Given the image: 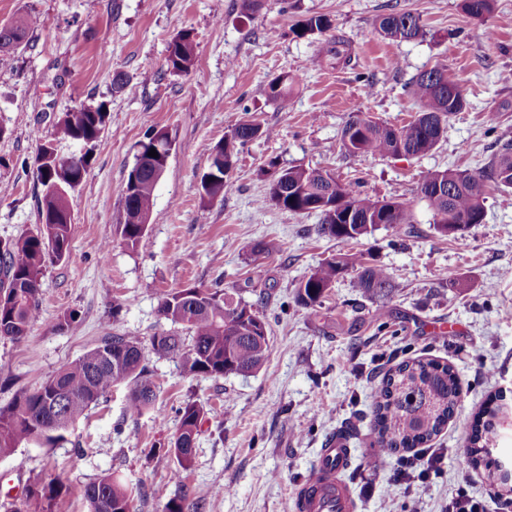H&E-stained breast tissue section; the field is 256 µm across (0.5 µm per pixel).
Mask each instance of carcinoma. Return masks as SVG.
<instances>
[{
	"label": "carcinoma",
	"mask_w": 512,
	"mask_h": 512,
	"mask_svg": "<svg viewBox=\"0 0 512 512\" xmlns=\"http://www.w3.org/2000/svg\"><path fill=\"white\" fill-rule=\"evenodd\" d=\"M494 0H462L463 11L482 19L493 10ZM43 25L36 15H25L0 28V54H10L30 45L34 32ZM332 27L324 15L310 16L296 23L294 33L304 37L325 33ZM376 28L393 43L415 40L424 35L420 17L411 11H392L376 19ZM196 44L191 32H179L170 43L167 69L188 73L194 64ZM297 77H275L268 83V96L284 100L286 83ZM419 104L417 116L406 125L389 126L367 118H353L342 129L343 149L353 156L422 157L432 152L445 137L449 120L462 111L467 100L461 85L439 67L420 72L412 83ZM109 121L106 103L80 104L62 113L55 125V137L89 149L80 155L53 150L49 158L35 157L36 177L43 187L39 217L47 223L16 239H0V338L20 342L27 336L41 302L42 279L47 264L65 258L70 250L73 217L67 197L79 187L91 170L94 149ZM266 130L246 120L231 130L232 141L209 149L211 186L206 196L224 195L232 185L231 173L238 148L263 135ZM284 180L269 183L265 201L299 214H317L320 235L338 243L358 240L381 225L397 232L409 223L407 207L395 199H379L362 193L350 182H342L320 170H280ZM159 182L156 166L146 162L134 166L127 184L132 193L124 197L121 237L135 247L146 227ZM512 189V141L498 150L478 170L447 169L427 174L419 193L432 211L436 229L451 233L457 242L466 232L484 223L489 189ZM359 265L355 287L373 299L386 294L390 276L380 266L356 263L339 253L314 268L299 283L297 297L306 306L321 303L324 293L348 268ZM160 319L171 329L150 337L152 350L162 356L178 357L184 371L194 377L249 376L259 371L271 349L265 323L237 294L197 285L177 288L162 299ZM187 331L185 343L176 327ZM126 381L131 390L127 411L140 415L155 399L152 373L145 364L143 342L137 336L108 334L90 350L61 365L39 388L22 392L0 406V458L10 456L22 444L50 446L65 439L76 422L98 403L116 383ZM460 385L453 368L436 360L402 362L382 378L373 404L377 447L388 453L419 448L437 436L452 418L460 400ZM507 407L496 404L481 409L469 439L474 464L499 437L501 419ZM204 407L188 401L178 410V427L168 452L183 469L193 462ZM60 490L58 481L34 483L27 489L21 507L11 512H49L51 500ZM84 497L89 512H133L128 490L112 475L88 484Z\"/></svg>",
	"instance_id": "cac0c4a2"
}]
</instances>
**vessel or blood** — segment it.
Here are the masks:
<instances>
[{
  "label": "vessel or blood",
  "instance_id": "1",
  "mask_svg": "<svg viewBox=\"0 0 512 512\" xmlns=\"http://www.w3.org/2000/svg\"><path fill=\"white\" fill-rule=\"evenodd\" d=\"M351 451L344 438H332L320 450L310 477L294 495L295 512H356L358 504L349 486L338 478Z\"/></svg>",
  "mask_w": 512,
  "mask_h": 512
}]
</instances>
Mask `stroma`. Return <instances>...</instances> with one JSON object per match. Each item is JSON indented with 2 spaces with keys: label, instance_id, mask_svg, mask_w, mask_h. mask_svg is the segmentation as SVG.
Listing matches in <instances>:
<instances>
[{
  "label": "stroma",
  "instance_id": "obj_1",
  "mask_svg": "<svg viewBox=\"0 0 512 512\" xmlns=\"http://www.w3.org/2000/svg\"><path fill=\"white\" fill-rule=\"evenodd\" d=\"M462 0H262L244 16L240 0H0V26L24 14L45 25L33 47L0 56V238L36 231L41 187L39 145L53 139L59 115L106 102L109 123L91 170L70 195L69 257L49 265L38 318L27 337L0 340V405L38 387L61 363L117 332L148 339L160 328L164 294L186 284L229 290L253 304L268 325L271 353L250 376L187 375L180 361L146 351L158 388L153 408L127 411L128 383L112 391L51 447L22 445L0 459V512L28 485L58 479L51 512H88L84 488L118 478L136 512H163L186 498L196 512H294L292 493L320 448L349 438L344 480L358 512H442L459 490L500 512L484 467L467 452L473 417L491 396L512 404V191L492 190L484 223L464 242L440 234L419 195L431 171L476 170L497 141L512 139V0L474 19ZM391 11L419 14L422 38L389 43L374 27ZM328 16L326 35L296 37L305 17ZM191 31L195 62L168 72L173 36ZM345 42L350 65L319 60L328 38ZM446 66L467 106L445 138L423 157H358L342 147V127L362 116L401 126L418 105L411 81ZM126 79L113 91L115 73ZM298 76L285 101L271 100L272 78ZM271 131L241 147L224 196L203 198L208 149L239 122ZM165 129L175 146L155 192L147 231L126 246L118 228L124 185L146 132ZM281 168L330 171L379 198L407 204L402 232L379 227L353 244L384 267L386 296L365 297L348 268L320 307L299 302L297 286L339 252L317 232V215L263 203L269 161ZM108 241V257L97 251ZM261 246L259 258L250 249ZM77 313L76 329L61 328ZM413 359L451 365L461 398L432 447L445 451L441 471L410 489L393 485L396 457L374 452L373 393L386 371ZM204 405L193 465L182 469L166 448L176 411Z\"/></svg>",
  "mask_w": 512,
  "mask_h": 512
}]
</instances>
